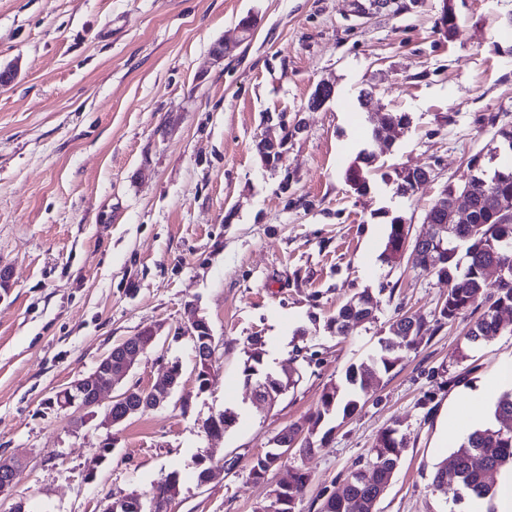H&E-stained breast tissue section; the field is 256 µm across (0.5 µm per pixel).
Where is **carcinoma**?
I'll list each match as a JSON object with an SVG mask.
<instances>
[{"mask_svg": "<svg viewBox=\"0 0 512 512\" xmlns=\"http://www.w3.org/2000/svg\"><path fill=\"white\" fill-rule=\"evenodd\" d=\"M405 116L399 112H380L372 136L378 138L389 126L403 125ZM374 157L360 154L348 166L345 180L358 195L370 191V167ZM425 173L416 168H403L396 174V193L403 194L424 180ZM448 200L467 193L470 202L469 220L454 225V233L444 230L447 214L435 201L429 209L430 231L425 240L408 239L410 227L403 218L395 217L389 224L385 244L386 259L397 261V254L405 243H410L407 261L420 271L434 276L447 285V296L442 302L440 316L454 321L481 308L483 312L469 326L467 341L478 345L504 330L500 312L512 308V273L490 289L486 270L497 263L512 270V166H499L487 170L482 159L473 155L468 162V174L458 183L446 185ZM372 297L360 293L349 299L330 319V327L336 333H345L351 322L365 323L371 314ZM425 323L406 314L396 318L388 328V334L379 341V349L358 365H350L344 379L324 389L319 406L310 418L308 432L312 439L307 447L319 449V444L331 434L324 431L321 438L313 440L320 426L329 423L340 413L347 417L359 407L360 401L379 382L381 375L390 373L397 365V353L415 347L421 338ZM260 362L248 355L244 363L246 378L269 381L272 391L296 384L290 378L271 379L269 374L256 372ZM404 451L402 443L394 436V429L387 427L377 436L372 456L367 465L346 481L343 494L327 498L320 512H372L381 488L392 481ZM512 469V388L504 390L491 407V420L474 429L460 442L453 452V469L446 473L435 470L432 485L435 490L457 504L465 500L487 503L486 512H496V489L485 479L488 472L503 468ZM309 475L300 473L294 484L288 487L287 501L279 512H296L297 502L302 500ZM179 476L171 472L154 484L151 499L161 503L178 493Z\"/></svg>", "mask_w": 512, "mask_h": 512, "instance_id": "1", "label": "carcinoma"}]
</instances>
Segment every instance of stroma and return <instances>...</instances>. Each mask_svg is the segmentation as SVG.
<instances>
[{
  "label": "stroma",
  "mask_w": 512,
  "mask_h": 512,
  "mask_svg": "<svg viewBox=\"0 0 512 512\" xmlns=\"http://www.w3.org/2000/svg\"><path fill=\"white\" fill-rule=\"evenodd\" d=\"M455 6L447 39L434 28L442 0L364 16L355 0H0V66L18 69L0 89V455L24 464L0 512H103L173 471L171 512H260L295 467L310 476L297 512H318L394 424L406 447L378 512H469L432 476L452 460L445 423L469 433L468 407L493 403L512 311L505 331L469 347L467 319L439 315L446 284L384 257L393 217L425 233L442 187L494 148L489 117L512 124V0ZM250 14L251 40L215 61ZM322 82L334 97L308 111ZM378 112L408 123L376 140ZM288 126L283 164L263 167L256 142ZM364 150L376 162L360 196L345 171ZM429 166L434 181L396 193L397 170ZM363 291L374 320L330 330ZM192 308L217 346L206 390L190 343L169 339L127 382L148 388L179 361L171 401L108 427L53 407L114 347L153 325L170 336ZM403 313L425 324L418 344L317 452L254 481L252 457L309 417ZM256 337L263 371L303 375L270 406L243 373ZM225 410L235 425L208 437Z\"/></svg>",
  "instance_id": "1"
}]
</instances>
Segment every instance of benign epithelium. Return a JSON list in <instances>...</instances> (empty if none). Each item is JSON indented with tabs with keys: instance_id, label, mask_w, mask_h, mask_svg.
<instances>
[{
	"instance_id": "7a95c632",
	"label": "benign epithelium",
	"mask_w": 512,
	"mask_h": 512,
	"mask_svg": "<svg viewBox=\"0 0 512 512\" xmlns=\"http://www.w3.org/2000/svg\"><path fill=\"white\" fill-rule=\"evenodd\" d=\"M334 94V87L327 83L316 86L308 101V110L321 109ZM209 330L206 319L199 316H191L177 332L176 339H185L192 345L195 354V380L202 388L210 384L214 364L216 361V347L213 336H204L202 332ZM161 330L155 327L146 328L134 337V343L130 346H120L112 349L103 356L95 369L72 381L68 386L56 394L53 405L60 410H74L86 415L95 416L94 408L99 406L101 394L121 384L130 375L136 358L146 354L155 348L160 339ZM182 375V367L175 361L167 366L165 374L154 382L147 392L153 395L152 407L157 408L169 401L171 389ZM93 393V400L89 403L81 401L84 393ZM142 390L127 388L112 398L111 406L105 411L101 424L110 426L117 424L138 413L139 406L130 404L133 396L139 395ZM303 428L295 425L291 429H282L273 435L267 443L271 448L269 454L277 455L280 459L288 458V454L304 455L302 447ZM22 473V463L12 457L0 456V496H10ZM141 510L142 501L139 496H127L108 505L105 512H126L130 506Z\"/></svg>"
}]
</instances>
